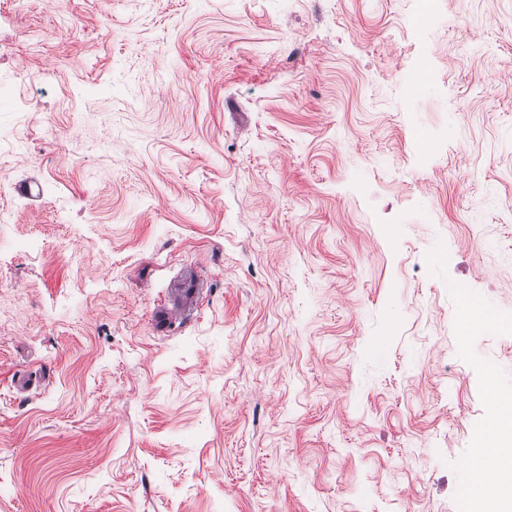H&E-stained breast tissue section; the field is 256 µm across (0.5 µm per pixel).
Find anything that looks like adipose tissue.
Returning <instances> with one entry per match:
<instances>
[{"label":"adipose tissue","instance_id":"1","mask_svg":"<svg viewBox=\"0 0 512 512\" xmlns=\"http://www.w3.org/2000/svg\"><path fill=\"white\" fill-rule=\"evenodd\" d=\"M492 439L469 459L466 480L474 503H497L501 512H512V413L493 406Z\"/></svg>","mask_w":512,"mask_h":512}]
</instances>
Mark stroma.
<instances>
[{"label": "stroma", "mask_w": 512, "mask_h": 512, "mask_svg": "<svg viewBox=\"0 0 512 512\" xmlns=\"http://www.w3.org/2000/svg\"><path fill=\"white\" fill-rule=\"evenodd\" d=\"M434 3L0 0V512H456L512 394L459 325L512 310V0Z\"/></svg>", "instance_id": "1"}]
</instances>
